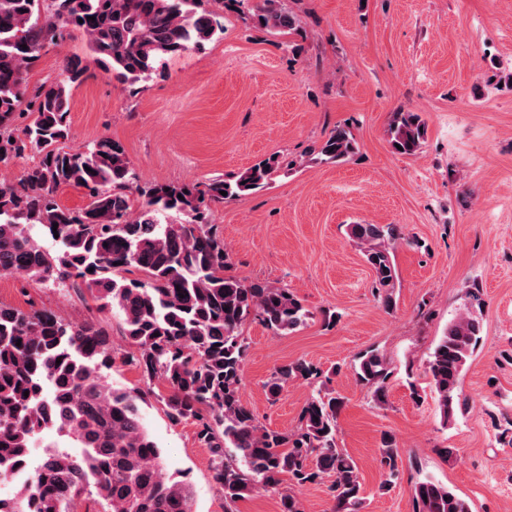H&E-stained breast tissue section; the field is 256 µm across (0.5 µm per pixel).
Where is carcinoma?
Listing matches in <instances>:
<instances>
[{"label":"carcinoma","mask_w":512,"mask_h":512,"mask_svg":"<svg viewBox=\"0 0 512 512\" xmlns=\"http://www.w3.org/2000/svg\"><path fill=\"white\" fill-rule=\"evenodd\" d=\"M254 17L270 30L302 32L301 19L282 0H262ZM74 32L85 39L88 57L67 59L60 78L29 88L42 52L62 46ZM222 33L220 15L204 0H0V165L38 156L18 181L0 177V276L22 274L85 290L100 309L120 316L135 348L128 361L148 380L166 384L161 400L172 421L195 422L198 442L212 453L224 503L259 488L276 489L285 475L303 486L331 474L334 512H362L357 465L337 442L340 398L312 396L298 430L285 433L261 426L240 395L243 327L258 317L276 332L290 331L309 312L286 288L226 274L230 256L224 238L209 226L208 210L212 202L266 187L281 169L279 158H264L234 180L214 179L202 190L140 185L124 147L109 137L79 151L63 147L72 90L87 79L90 66L134 85L161 72L166 58ZM387 135L394 153L414 155L426 124L419 113L399 109ZM355 150L350 129L337 126L312 160L338 164ZM68 186L87 191L85 208L60 202L58 192ZM35 228L60 249L34 238ZM348 235L363 249L382 306L393 309L398 228L351 224ZM133 269L143 278L125 277ZM467 298L469 306L448 324L429 361L445 426L468 407L459 380L479 341L473 309L482 302L476 288ZM111 368L110 334L103 326L0 304V473L31 449L46 447V435H57L53 452L13 486L11 512H69L76 497L92 490L105 502L103 512H193L188 484L166 473L141 397L113 387ZM317 375V367L298 360L278 367L266 388L276 398L288 382ZM355 375L377 405L386 403L389 370L382 354L362 355ZM379 451L396 475L394 438L384 436ZM412 496L416 512H471L465 499L428 478L413 485Z\"/></svg>","instance_id":"cac0c4a2"}]
</instances>
